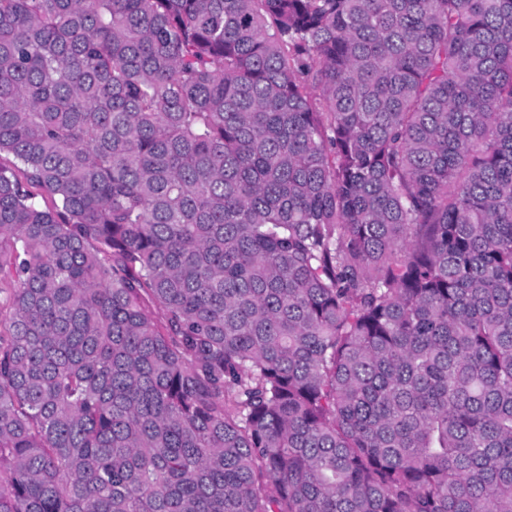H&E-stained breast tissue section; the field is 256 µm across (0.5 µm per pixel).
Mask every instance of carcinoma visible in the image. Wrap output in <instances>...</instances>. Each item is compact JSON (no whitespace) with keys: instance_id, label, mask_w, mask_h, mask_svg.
Here are the masks:
<instances>
[{"instance_id":"1","label":"carcinoma","mask_w":512,"mask_h":512,"mask_svg":"<svg viewBox=\"0 0 512 512\" xmlns=\"http://www.w3.org/2000/svg\"><path fill=\"white\" fill-rule=\"evenodd\" d=\"M0 512H512V0H0Z\"/></svg>"}]
</instances>
